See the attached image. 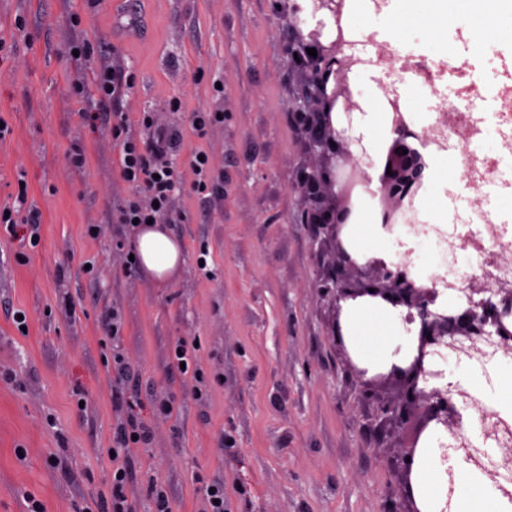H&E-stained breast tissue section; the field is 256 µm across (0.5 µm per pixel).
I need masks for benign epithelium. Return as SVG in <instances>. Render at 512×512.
Returning <instances> with one entry per match:
<instances>
[{
  "instance_id": "benign-epithelium-1",
  "label": "benign epithelium",
  "mask_w": 512,
  "mask_h": 512,
  "mask_svg": "<svg viewBox=\"0 0 512 512\" xmlns=\"http://www.w3.org/2000/svg\"><path fill=\"white\" fill-rule=\"evenodd\" d=\"M345 0H301L291 6L288 31L292 37L305 74L299 92L298 119L313 146L318 161L301 169L297 187L307 203L305 220L318 225L335 243L331 262L323 269L320 288L332 296L336 311L342 303L361 298L380 299L393 307L408 310L405 320L416 324V356L406 367H393L389 376L399 382L396 399H379L378 415L396 427L409 428V436L401 454L402 483L400 497L411 503L408 512H422L417 507L410 474L413 458L424 438V432L435 423L451 429L454 442L440 449V460L446 465L448 494L454 493V467L451 458L462 456L477 463L481 450L471 445L458 446L462 440V414L455 391L432 386L442 376L428 367V361L443 352L468 355L474 344H489L498 339L504 352L512 353V289L488 287L481 281L477 287L461 289L466 304L452 310L436 305L438 290L423 288L409 278L406 267L382 259H369L360 264L348 252L340 232L350 220L345 207L346 186L339 180V170L359 166L355 145L361 139L352 136V128L334 125L333 115L352 114L360 110L353 87L346 74L359 58L350 53L352 41L341 35L330 39L323 35L322 19L340 16ZM316 25H310L311 21ZM314 48L317 57L307 53ZM396 137L386 148L385 163L378 166L380 191L390 204L411 202L425 178L427 164L400 113H394ZM407 154H402V151Z\"/></svg>"
}]
</instances>
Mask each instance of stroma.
Wrapping results in <instances>:
<instances>
[{"label":"stroma","instance_id":"35a3bbf8","mask_svg":"<svg viewBox=\"0 0 512 512\" xmlns=\"http://www.w3.org/2000/svg\"><path fill=\"white\" fill-rule=\"evenodd\" d=\"M291 4L0 0V209L41 215L38 245L0 234V512H27L32 498L73 512L107 492L121 413L105 359L116 346L134 370L130 391L175 399L170 416L143 410L153 436L128 489L138 512L153 479L174 512H201V476L223 481L233 512H406L404 434L362 397L360 365L331 334L336 309L314 286L334 242L301 221L295 176L315 156L296 116ZM454 40L455 57L433 71L470 99L478 68L512 94V47L478 50L460 30ZM81 43L91 49L78 59ZM111 60L135 76L123 102L131 134L145 110L181 133L183 184L162 222L185 256L164 283L128 269L115 246V208L133 190L113 134L85 117L90 69ZM199 111L224 120L197 136ZM198 151L219 177L208 194L192 187ZM180 340L197 345L203 382L172 362Z\"/></svg>","mask_w":512,"mask_h":512}]
</instances>
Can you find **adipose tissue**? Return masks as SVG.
<instances>
[{
  "instance_id": "1",
  "label": "adipose tissue",
  "mask_w": 512,
  "mask_h": 512,
  "mask_svg": "<svg viewBox=\"0 0 512 512\" xmlns=\"http://www.w3.org/2000/svg\"><path fill=\"white\" fill-rule=\"evenodd\" d=\"M346 25L361 28L391 44L397 56L412 52L417 37H424V55L433 60L450 58L455 51L451 38L465 31L475 48L512 44V0H389L386 10L373 14L371 0H353ZM377 67L362 68L357 81L363 91L359 132L373 148H383L394 132L383 103ZM430 178L437 188L428 213L430 222L452 223L456 209L470 192L454 164L453 155L435 159ZM350 251L362 259L381 258L408 265L416 280L426 281L437 267V256L428 237L389 233L378 224L346 229ZM133 250L139 268L154 279L166 280L184 257L181 241L162 224L142 225L135 233ZM401 308L367 299L348 303L343 310L342 336L355 357L369 370H390L403 365L411 349L412 335ZM446 380L461 383L479 393L494 409L512 411V364H488L468 369L447 368ZM441 430L429 432L414 463L413 490L423 512H512V501L480 480L469 464L458 462L454 493H447L435 450Z\"/></svg>"
}]
</instances>
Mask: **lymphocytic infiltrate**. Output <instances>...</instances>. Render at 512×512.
<instances>
[{
	"label": "lymphocytic infiltrate",
	"mask_w": 512,
	"mask_h": 512,
	"mask_svg": "<svg viewBox=\"0 0 512 512\" xmlns=\"http://www.w3.org/2000/svg\"><path fill=\"white\" fill-rule=\"evenodd\" d=\"M91 75L98 91V104L88 111L87 118L117 136L121 176L134 190L118 207L116 221L127 227L136 222L148 223L168 210L175 191L182 185L181 173L168 160L178 134L156 129L149 112L141 113L138 119L142 135L127 134L128 118L120 105L124 94L134 84L133 74L120 68L100 66L93 69ZM106 367L114 382L112 398L126 413L112 431L110 492L96 501L95 512H136L127 494V485L133 474L135 454L150 443L152 432L125 391L132 367L120 350H113Z\"/></svg>",
	"instance_id": "f902f5d3"
}]
</instances>
